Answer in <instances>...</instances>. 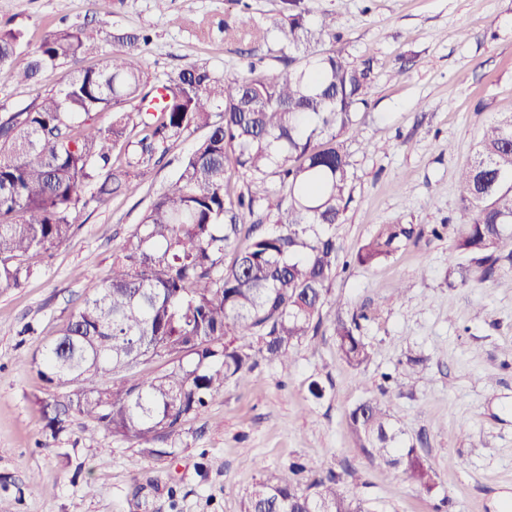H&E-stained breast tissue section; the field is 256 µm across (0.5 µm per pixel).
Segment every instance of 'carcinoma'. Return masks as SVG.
Listing matches in <instances>:
<instances>
[{"label": "carcinoma", "instance_id": "cac0c4a2", "mask_svg": "<svg viewBox=\"0 0 512 512\" xmlns=\"http://www.w3.org/2000/svg\"><path fill=\"white\" fill-rule=\"evenodd\" d=\"M285 4L265 27L244 12L224 22L254 42L280 34L289 54L279 72L250 61L233 78L194 66L154 83L137 53L148 37L119 32L99 66L76 69L40 99L0 114V288L20 287L32 273L27 259L62 245L79 210L121 195L173 140L207 130L117 248L103 283L33 359L59 391L40 401L52 436L73 412L168 456L157 443L209 397L244 382L259 359L292 364L293 350L318 330L338 253L327 227L341 223L352 202L343 136L368 104L373 58L321 52L324 39L338 38L336 18L311 28L304 0ZM23 46L21 30L0 28V74L17 84L99 52L83 30L56 28L17 70ZM230 171L240 187H228ZM458 193L452 252L474 271L461 285L476 288L512 265V115L483 125ZM243 233L250 244L225 265L226 248ZM418 236L412 224H380L354 261L376 264ZM366 319L360 311L333 323L353 367L372 359L361 333ZM164 357L174 364L160 375H127ZM350 418L370 464L433 490L435 470L416 448L398 445L384 403L367 399ZM297 471H264L245 512H376L356 492V469L318 475L304 487Z\"/></svg>", "mask_w": 512, "mask_h": 512}]
</instances>
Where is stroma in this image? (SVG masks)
Masks as SVG:
<instances>
[{"mask_svg":"<svg viewBox=\"0 0 512 512\" xmlns=\"http://www.w3.org/2000/svg\"><path fill=\"white\" fill-rule=\"evenodd\" d=\"M310 25L338 18L335 48L374 59L367 107L345 136L354 180L343 223L330 226L340 266L328 283L317 334L289 369L258 361L246 385L227 384L154 457L81 417L51 437L38 404L48 386L32 359L101 282L116 247L201 139L186 134L122 196L78 215L31 276L0 288V512H244L262 469L303 465L300 481L356 468L377 512H512V267L478 288L460 286L451 246L461 208L458 169L482 126L512 113V0H304ZM235 0H0V23L37 44L49 30L84 28L112 51L116 31L148 35L139 48L151 80L192 65L233 77L246 57L277 71L286 47L229 36ZM70 66L40 82L0 77L13 111L61 84ZM422 228L417 243L373 266L352 256L378 225ZM374 347L361 367L341 358L331 323L356 309ZM325 389L309 392L311 382ZM382 401L403 443L437 474L432 492L370 465L351 409ZM38 475L47 494L28 484Z\"/></svg>","mask_w":512,"mask_h":512,"instance_id":"obj_1","label":"stroma"}]
</instances>
